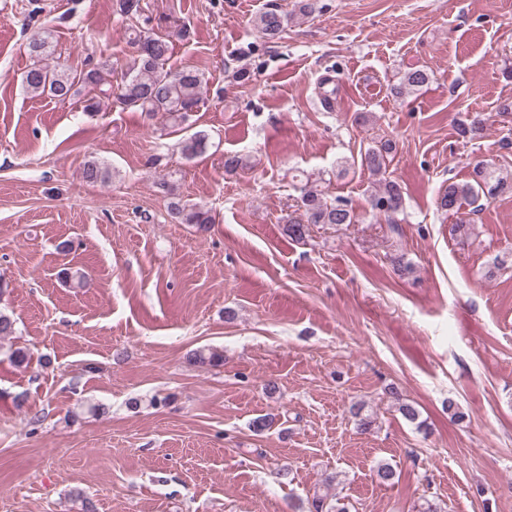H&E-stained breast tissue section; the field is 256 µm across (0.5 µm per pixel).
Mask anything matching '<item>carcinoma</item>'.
I'll return each instance as SVG.
<instances>
[{
  "instance_id": "carcinoma-1",
  "label": "carcinoma",
  "mask_w": 512,
  "mask_h": 512,
  "mask_svg": "<svg viewBox=\"0 0 512 512\" xmlns=\"http://www.w3.org/2000/svg\"><path fill=\"white\" fill-rule=\"evenodd\" d=\"M120 12L141 26L133 29L130 43L138 49L132 65L122 72L116 87L102 89L104 73L112 71V65L104 61L84 68L75 74L61 71L45 63L52 54L51 34L37 35L28 43L27 49L34 59L33 66L23 77L25 90L33 98L49 96L65 101L77 93L75 86L87 89L85 108L94 112L100 107V97L115 98L129 109L144 113L151 119L171 122L177 125L188 123L192 113L198 111L203 100L206 80L203 73L194 67L170 69L166 60L170 52V35L151 27V18L143 16L140 0H119ZM294 19V14L285 13L276 7L268 8L255 16V29L268 39L278 37ZM430 74L424 69L409 70L400 82L391 88L399 97L427 85ZM483 129V120L475 117L457 124V135L462 139H473ZM208 147V134L196 131L182 141L184 157L192 160L204 154ZM391 141H384L367 148L362 164L378 177V189L371 198L372 210L390 218L403 209L402 187L394 180L384 178L386 159L392 152ZM110 171L96 160H89L83 166V178L90 183L105 182ZM512 193V178L497 174L487 164L474 170L472 180L450 181L440 197V207L459 213L464 206H472L483 196L495 197ZM301 213L286 220L290 237L301 239L310 224H353L354 211L339 201L330 202L324 192L312 185L301 189ZM173 217L181 224H195L205 230L213 223L210 211L175 202L171 206ZM475 231V225L459 220L450 226L449 234L461 241H468Z\"/></svg>"
}]
</instances>
